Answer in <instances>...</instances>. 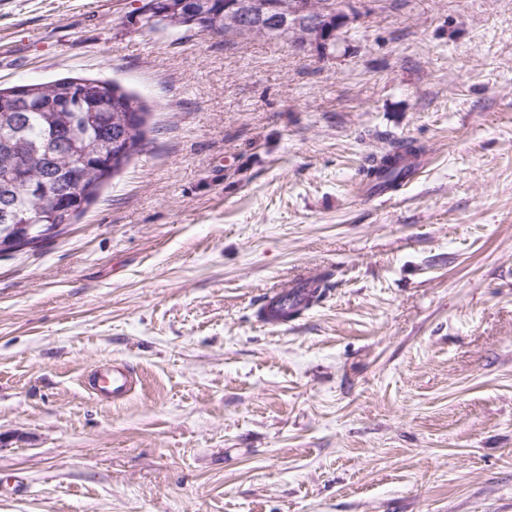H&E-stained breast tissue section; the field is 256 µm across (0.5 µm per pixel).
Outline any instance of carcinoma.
<instances>
[{"instance_id": "obj_1", "label": "carcinoma", "mask_w": 512, "mask_h": 512, "mask_svg": "<svg viewBox=\"0 0 512 512\" xmlns=\"http://www.w3.org/2000/svg\"><path fill=\"white\" fill-rule=\"evenodd\" d=\"M169 0H150L142 28L178 33L198 28L202 15L208 28L227 36H257L303 40V19L279 12L280 0H261L265 9L252 7L254 0H233L240 23L224 20L228 0H186L184 18L174 22ZM340 15L328 16L324 31L315 39L324 51L335 42ZM144 106L118 85L87 78L76 87L65 79L26 84L24 91L0 89V247L13 237L15 225L40 216L33 228L73 223L129 159L146 146ZM401 156L389 151L375 161L368 176L390 186L406 177ZM76 183L79 202L61 195L63 186Z\"/></svg>"}]
</instances>
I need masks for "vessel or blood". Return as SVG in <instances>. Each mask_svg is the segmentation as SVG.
<instances>
[{
	"label": "vessel or blood",
	"mask_w": 512,
	"mask_h": 512,
	"mask_svg": "<svg viewBox=\"0 0 512 512\" xmlns=\"http://www.w3.org/2000/svg\"><path fill=\"white\" fill-rule=\"evenodd\" d=\"M328 282L326 274L300 273L266 291L255 306L256 318L265 325L282 327L295 320L298 313L311 309ZM132 368L115 362L88 379L89 389L103 397L120 401L133 389Z\"/></svg>",
	"instance_id": "1"
}]
</instances>
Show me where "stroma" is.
Segmentation results:
<instances>
[{"instance_id":"stroma-1","label":"stroma","mask_w":512,"mask_h":512,"mask_svg":"<svg viewBox=\"0 0 512 512\" xmlns=\"http://www.w3.org/2000/svg\"><path fill=\"white\" fill-rule=\"evenodd\" d=\"M141 3L0 0L1 88L112 81L148 138L0 253V512H512V0H336L326 51ZM394 138L424 166L368 200ZM327 273H300L270 288L255 305V317L271 327L288 326L325 292ZM318 297V298H317ZM133 383L132 368L125 362H114L88 379L87 387L105 398H112V402H117L129 396Z\"/></svg>"}]
</instances>
